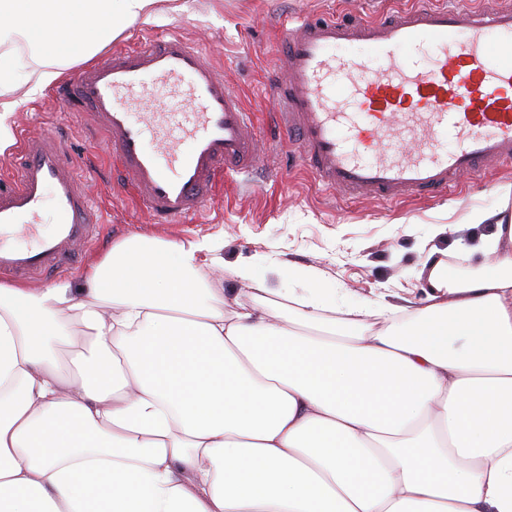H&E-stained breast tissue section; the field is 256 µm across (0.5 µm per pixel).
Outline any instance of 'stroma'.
<instances>
[{
  "label": "stroma",
  "instance_id": "obj_1",
  "mask_svg": "<svg viewBox=\"0 0 512 512\" xmlns=\"http://www.w3.org/2000/svg\"><path fill=\"white\" fill-rule=\"evenodd\" d=\"M357 2L161 0L153 15L125 25L114 38V45L123 46L179 32L205 48L230 89L256 113L258 139L269 148L261 152L257 171L225 174L207 222L155 223L113 185L109 147L92 130L87 115L72 112L57 100L53 87L35 90L39 67L24 46L17 54L26 65L13 93L19 105L5 123L14 136L48 129L69 137L90 193L104 207V222L90 256L103 254L131 234L177 241L208 236L222 243L229 268L260 254L271 255L276 266L269 269L267 284L277 292L290 287L277 271L285 262L317 268L347 301L369 302L383 294L396 305L419 304L429 290L431 265L451 260L490 232V225L465 224L461 218L472 207L495 206L496 188L512 182V169H490L463 179L451 192L410 196L391 204L321 189L287 147L270 145L277 133L275 107L261 100L258 92L272 72L281 23L297 16L342 18Z\"/></svg>",
  "mask_w": 512,
  "mask_h": 512
}]
</instances>
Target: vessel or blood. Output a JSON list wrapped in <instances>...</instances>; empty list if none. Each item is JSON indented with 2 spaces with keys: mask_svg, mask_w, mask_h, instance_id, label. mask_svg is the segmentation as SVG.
I'll return each mask as SVG.
<instances>
[{
  "mask_svg": "<svg viewBox=\"0 0 512 512\" xmlns=\"http://www.w3.org/2000/svg\"><path fill=\"white\" fill-rule=\"evenodd\" d=\"M415 0L377 18L284 26L268 96L282 141L315 181L396 202L512 167V5ZM364 45L365 53H348ZM88 113L138 201L161 224L207 210L216 180L253 170V115L200 46L170 33L106 53L56 89ZM52 204L54 228L37 220ZM101 216L68 145L27 132L0 186V274L39 280L83 258Z\"/></svg>",
  "mask_w": 512,
  "mask_h": 512,
  "instance_id": "b4317fda",
  "label": "vessel or blood"
}]
</instances>
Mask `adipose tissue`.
<instances>
[{
	"mask_svg": "<svg viewBox=\"0 0 512 512\" xmlns=\"http://www.w3.org/2000/svg\"><path fill=\"white\" fill-rule=\"evenodd\" d=\"M160 0H0V110L27 45L56 81ZM41 30L43 42L31 40ZM96 30V41L79 35ZM426 303H345L313 268L122 238L84 286L0 282V512H512V183ZM72 344L70 358L59 346ZM208 281L212 284V288H222L218 296H225L232 300L238 298L241 302H249V298L246 294H240L238 292L239 284L229 274L224 273L223 276L219 274H209Z\"/></svg>",
	"mask_w": 512,
	"mask_h": 512,
	"instance_id": "ef3b65f1",
	"label": "adipose tissue"
}]
</instances>
